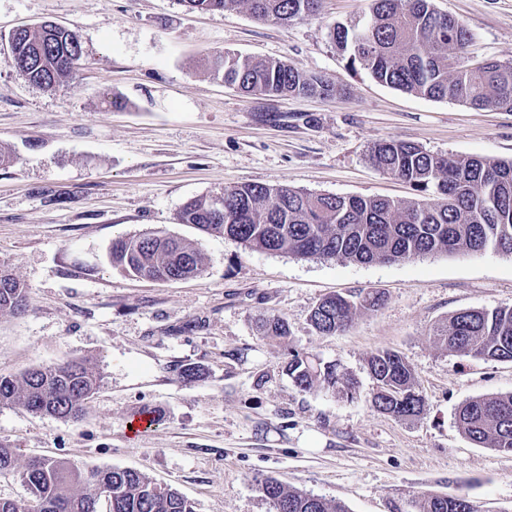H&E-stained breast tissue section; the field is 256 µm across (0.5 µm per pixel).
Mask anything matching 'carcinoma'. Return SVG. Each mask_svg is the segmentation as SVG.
<instances>
[{"label": "carcinoma", "mask_w": 512, "mask_h": 512, "mask_svg": "<svg viewBox=\"0 0 512 512\" xmlns=\"http://www.w3.org/2000/svg\"><path fill=\"white\" fill-rule=\"evenodd\" d=\"M190 11L248 5L258 21L286 25L316 13L319 0H179ZM332 42L350 62L383 85L428 99L450 100L475 109L512 112V63L487 60L460 64L472 34L458 19L435 9L433 0H371L368 17L330 31ZM82 47L69 29L39 24L14 44L13 58L32 60L20 74L46 90L58 88L80 60ZM224 83L243 94L330 96L328 80L280 60L225 53ZM370 159L384 173L413 185L418 200L340 196L286 185L243 183L224 187V215L213 213V194L185 202L179 223L232 239L264 253H288L369 264L411 260L434 252L494 250L512 254V160L482 156H442L402 140L382 139ZM112 263L147 279L177 281L199 276L203 260L193 244L164 231H151L112 243ZM383 295H331L310 313L320 334L351 326L358 310H374ZM28 306L24 284L0 269V312L21 313ZM258 334L283 342L290 335L280 315L256 321ZM446 349L464 357L512 363V306L464 309L434 329ZM377 384L374 409L406 419L420 414L424 400L409 364L394 351L370 361ZM288 376L300 389H326L353 395L354 383L337 366L314 355L289 353ZM102 382L87 360L68 358L38 365L18 376L0 375V405L61 420L82 416ZM462 434L475 446L512 453V393L472 398L457 416ZM15 473L28 491L23 500L0 497V512H194L177 490L162 487L126 468H79L53 457L19 464L14 449L0 442V475ZM110 490L103 497L101 487ZM264 497L281 512H348L339 502L288 489L275 478L261 482ZM417 512H477L465 495H432L416 502Z\"/></svg>", "instance_id": "obj_1"}]
</instances>
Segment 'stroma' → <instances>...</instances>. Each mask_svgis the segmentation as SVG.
<instances>
[{"label": "stroma", "mask_w": 512, "mask_h": 512, "mask_svg": "<svg viewBox=\"0 0 512 512\" xmlns=\"http://www.w3.org/2000/svg\"><path fill=\"white\" fill-rule=\"evenodd\" d=\"M371 0H320L282 26L246 5L191 12L177 0H0V33L51 20L83 55L57 92L28 83L0 43V268L25 284V313L0 315V374L72 356L103 386L76 421L0 406V441L19 460L52 456L130 468L187 497L195 512H273L260 483L335 499L349 512H415L419 497L463 494L478 512H512V453L471 444L459 407L512 392V363L462 357L433 337L453 313L512 305V255L432 253L358 264L255 252L180 223L190 198L240 183L341 196L413 199L376 169L371 146L395 138L430 153L512 159V112L430 100L376 82L332 43ZM472 33L467 64L512 63V0H433ZM231 52L322 75L330 98L246 97L213 59ZM129 106H108L112 97ZM163 230L194 244L200 277L160 282L113 267V241ZM384 292L346 332L318 334V301ZM261 314L287 318V342L258 335ZM338 364L354 397L303 391L289 349ZM411 366L424 410L376 411L368 361ZM195 368L189 378L185 368ZM162 418L139 436L142 407Z\"/></svg>", "instance_id": "35a3bbf8"}]
</instances>
